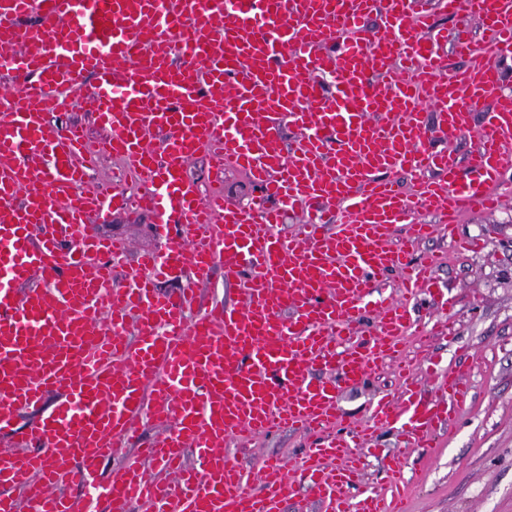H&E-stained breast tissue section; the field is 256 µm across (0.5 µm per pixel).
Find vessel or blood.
Segmentation results:
<instances>
[{
  "mask_svg": "<svg viewBox=\"0 0 512 512\" xmlns=\"http://www.w3.org/2000/svg\"><path fill=\"white\" fill-rule=\"evenodd\" d=\"M435 8L481 33L447 36L411 0H0V432L39 415L0 459V512L20 491L33 512H282L293 499L385 512L361 489L356 447L379 428L431 447L469 387L451 370L426 401L407 367L400 394L357 424L336 386L430 335L407 308L436 285V255L408 259L436 231L420 210L455 230L499 207L512 169V94L480 58L512 53V0ZM453 54L469 65L451 68ZM62 106L107 136L52 128ZM475 124L466 156L433 150ZM205 153L206 197L186 173ZM105 154L137 175L138 203L80 191ZM228 163L256 191L247 205L224 203ZM398 169L418 173L415 193ZM307 203L319 220L284 234V213ZM133 209L182 225L191 252L169 239L133 258L87 224ZM186 267L194 286L158 291ZM218 274L237 302L201 304L196 285ZM144 422L155 437L102 476ZM286 429L312 439L299 475L273 457L249 473L224 449Z\"/></svg>",
  "mask_w": 512,
  "mask_h": 512,
  "instance_id": "vessel-or-blood-1",
  "label": "vessel or blood"
}]
</instances>
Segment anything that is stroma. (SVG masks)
Wrapping results in <instances>:
<instances>
[{
	"label": "stroma",
	"instance_id": "35a3bbf8",
	"mask_svg": "<svg viewBox=\"0 0 512 512\" xmlns=\"http://www.w3.org/2000/svg\"><path fill=\"white\" fill-rule=\"evenodd\" d=\"M499 193L497 210L460 218L459 233L479 243L471 252H457L449 243L444 214L421 215L441 230L417 246L411 259L438 253L440 285L454 302L447 316L451 333L433 340L431 369L419 374L421 393L434 397L437 375L451 367L465 373L471 393L458 406L451 426L437 432L433 447L417 448L399 432L380 430L372 449H359L366 484L385 499L391 491L384 471L399 462L409 491L407 512H512V173L504 177ZM94 229L123 237L134 253L161 248L178 232L152 215L131 218L119 212ZM397 388L395 367L389 363L364 384L340 387L339 407L363 422L371 402L394 395ZM306 446L302 434L285 430L247 443L236 460L251 471L271 456L297 467Z\"/></svg>",
	"mask_w": 512,
	"mask_h": 512
}]
</instances>
